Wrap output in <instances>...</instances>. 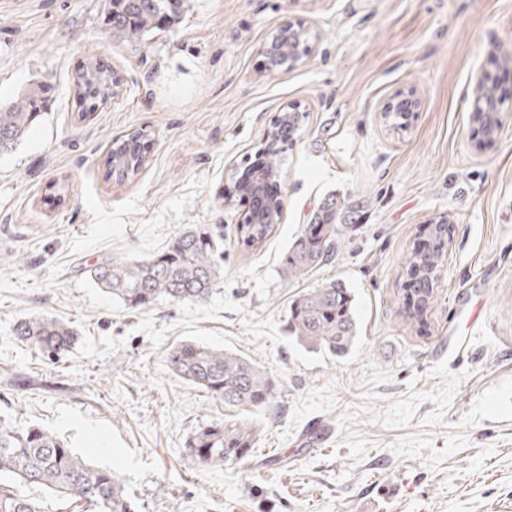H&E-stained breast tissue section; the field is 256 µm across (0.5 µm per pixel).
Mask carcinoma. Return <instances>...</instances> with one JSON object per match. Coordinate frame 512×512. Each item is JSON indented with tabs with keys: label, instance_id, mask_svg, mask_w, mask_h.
Instances as JSON below:
<instances>
[{
	"label": "carcinoma",
	"instance_id": "carcinoma-1",
	"mask_svg": "<svg viewBox=\"0 0 512 512\" xmlns=\"http://www.w3.org/2000/svg\"><path fill=\"white\" fill-rule=\"evenodd\" d=\"M186 0H106L104 21L112 33L128 42L181 18ZM112 68L90 59L74 78L79 115H92L113 95ZM53 87L33 83L11 100L0 104V153L21 142L30 127L50 106ZM301 120L298 112H284L271 131L281 140ZM153 136L146 130L115 138L108 150L107 175L119 182L137 174L143 166ZM351 207L335 198L323 203L310 223L304 224L282 258L288 280L297 281L328 264L335 256ZM275 216L260 222L244 220L237 232L242 244L259 247L271 234ZM444 249L416 250L407 258L414 313L421 312L433 295L434 274ZM224 252L219 237L207 224H185L165 250L129 260L114 255L89 269L94 285L127 309L140 311L160 300L204 304L224 279ZM288 333L301 347L323 351L336 358L350 354L359 340V319L354 293L341 279L302 291L290 304ZM12 337L42 354L60 357L79 341L74 325L49 313L18 319ZM170 372L214 400L242 413L200 424L185 443L186 455L205 468H224L252 457L259 440L255 415L277 398V385L267 372L245 356L192 340L178 342L166 351ZM34 485L94 512H132L119 477L77 456L58 436L38 426L17 427L0 418V512H41L37 502L18 490Z\"/></svg>",
	"mask_w": 512,
	"mask_h": 512
}]
</instances>
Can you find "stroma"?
<instances>
[{
  "mask_svg": "<svg viewBox=\"0 0 512 512\" xmlns=\"http://www.w3.org/2000/svg\"><path fill=\"white\" fill-rule=\"evenodd\" d=\"M103 0H0V101L50 82L51 106L0 155V417L38 424L112 469L135 512H512V109L494 142L472 119L471 75L512 106V0H189L172 28L112 35ZM313 34L269 70L276 29ZM121 82L78 116L90 58ZM419 105L385 118L401 94ZM304 119L278 176L285 210L244 248L234 183L276 117ZM153 145L137 175L105 178L112 139ZM66 182L65 199L48 188ZM359 205L335 257L289 281L282 257L327 198ZM452 239L421 320L403 316L408 254ZM185 224L217 227L224 280L209 302L126 309L91 282L102 259L162 251ZM339 278L361 324L345 358L288 335L299 292ZM50 313L81 333L52 360L13 340ZM194 340L251 358L278 397L247 462L198 467L184 444L232 409L175 378L165 353Z\"/></svg>",
  "mask_w": 512,
  "mask_h": 512,
  "instance_id": "obj_1",
  "label": "stroma"
}]
</instances>
